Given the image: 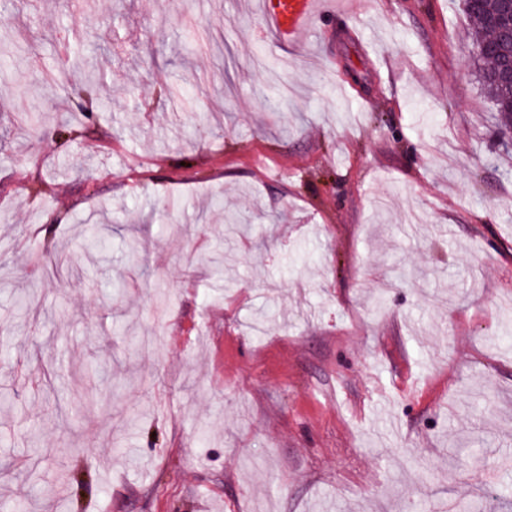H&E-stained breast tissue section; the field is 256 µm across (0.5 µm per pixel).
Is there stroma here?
I'll return each instance as SVG.
<instances>
[{
    "mask_svg": "<svg viewBox=\"0 0 512 512\" xmlns=\"http://www.w3.org/2000/svg\"><path fill=\"white\" fill-rule=\"evenodd\" d=\"M322 2L279 50L259 0H0V502L512 512V148L464 0Z\"/></svg>",
    "mask_w": 512,
    "mask_h": 512,
    "instance_id": "obj_1",
    "label": "stroma"
}]
</instances>
